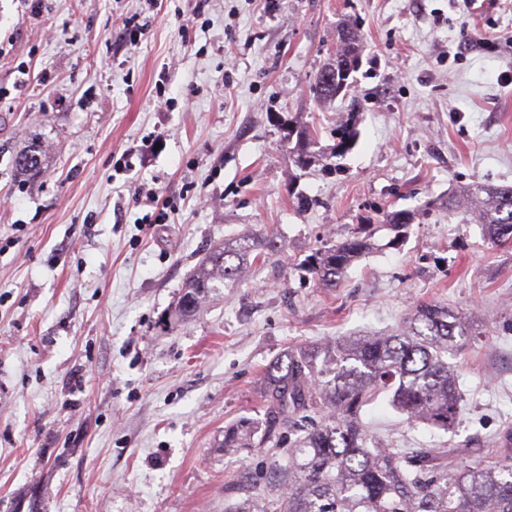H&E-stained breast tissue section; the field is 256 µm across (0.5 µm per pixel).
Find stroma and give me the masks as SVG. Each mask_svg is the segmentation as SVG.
Listing matches in <instances>:
<instances>
[{"instance_id": "stroma-1", "label": "stroma", "mask_w": 512, "mask_h": 512, "mask_svg": "<svg viewBox=\"0 0 512 512\" xmlns=\"http://www.w3.org/2000/svg\"><path fill=\"white\" fill-rule=\"evenodd\" d=\"M343 23L359 66L322 102ZM300 128L324 152L305 169ZM33 144L44 166L20 172ZM476 182L512 185V0H0V512H224L265 464L222 443L262 420L269 363L429 301L485 339L448 354L463 417L447 433L381 399L364 420L404 448L503 457L512 247L426 209ZM389 211L411 215L394 248ZM364 224L375 247L337 287L300 271ZM264 231L277 259L173 319L210 246Z\"/></svg>"}]
</instances>
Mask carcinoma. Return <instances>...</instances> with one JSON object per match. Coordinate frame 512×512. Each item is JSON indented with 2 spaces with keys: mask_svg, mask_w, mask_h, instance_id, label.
I'll use <instances>...</instances> for the list:
<instances>
[{
  "mask_svg": "<svg viewBox=\"0 0 512 512\" xmlns=\"http://www.w3.org/2000/svg\"><path fill=\"white\" fill-rule=\"evenodd\" d=\"M357 60L350 34L336 57L317 73L314 89L336 98L346 84V61ZM313 135L297 133V163L309 164ZM44 159L32 148L16 158L23 171ZM466 209L485 226L494 244L512 243V185H470ZM392 241L404 236V214L387 216ZM372 235L356 234L320 248L307 261L312 281L334 287L361 254L373 248ZM282 250L273 234L226 241L210 248L186 280L175 316L194 315L226 280ZM479 341L466 321L436 302L415 305L395 334L348 336L310 349L290 351L265 371L262 409L255 424L242 419L224 430V450L263 448L274 481L268 490L251 478L245 496L225 512H512V462H459L448 470L439 448H400L371 443L362 419L379 397L410 422L454 429L463 410L457 376L448 367V349Z\"/></svg>",
  "mask_w": 512,
  "mask_h": 512,
  "instance_id": "obj_1",
  "label": "carcinoma"
}]
</instances>
